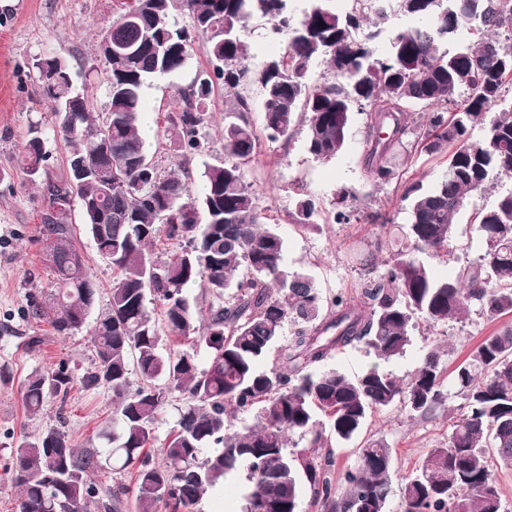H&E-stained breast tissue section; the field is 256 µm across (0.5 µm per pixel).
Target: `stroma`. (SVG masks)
Masks as SVG:
<instances>
[{
    "instance_id": "35a3bbf8",
    "label": "stroma",
    "mask_w": 512,
    "mask_h": 512,
    "mask_svg": "<svg viewBox=\"0 0 512 512\" xmlns=\"http://www.w3.org/2000/svg\"><path fill=\"white\" fill-rule=\"evenodd\" d=\"M121 0H0V512H15L17 490L11 480V450L25 436L38 435L56 422V401H48L36 415L27 414L23 384L35 371L68 360L75 374L92 363L90 336L93 323L71 337H62L48 322L28 317L30 301L48 302L54 287L46 259V244L39 225L44 202L40 176L30 175L24 164V146L31 124H39L51 154L54 175L63 174L65 148L54 132L55 118L49 102L35 94L32 64L36 58L58 56L69 60L77 84L83 85L95 111H104L107 90L101 80L105 64L100 55L101 31L108 27ZM207 44L196 39L191 67L180 75L156 80L144 89L148 105L143 115V131L150 154L161 173L172 165L169 151L159 148L156 133L167 113L178 107L174 89L186 85L194 69L208 67ZM235 105L234 97L216 91L208 103L210 124L207 144L192 162L193 170L224 158V118ZM366 115H354L344 152L335 160H314L304 146L303 134L275 143L262 142L247 170V181L255 203L284 241L285 270H306L324 297L343 294L351 306L361 307V282L366 271L356 260L371 253L378 264L391 260L396 243L408 222V200L404 188L410 184L432 188L443 176L446 161L441 154H408L396 149L392 162L400 180L377 184L367 167ZM342 187L351 189L355 215L350 223L333 221L330 201ZM512 190V175L501 176L485 190L475 193L454 217L456 237L446 255L419 254L439 277L475 262L483 252V242L473 222L476 208L492 204L499 193ZM313 198L319 213L312 226H298L295 204L302 196ZM76 245L84 254L99 293L96 311L106 309L113 282L112 267L102 257L92 238L81 229L80 212H73ZM499 324L470 312L461 321L436 327L419 323L405 354L387 363L386 368L401 380H409L431 350L454 348L463 358ZM112 396L102 390L74 385L67 406L66 431L78 448H104L102 430L112 417ZM451 413L440 407L421 416L397 403L373 413L356 439L341 443L326 436L320 455H332V489L343 494L345 472L354 467L362 442L381 440L393 451L391 495L388 512H400L403 479L431 448L447 441Z\"/></svg>"
}]
</instances>
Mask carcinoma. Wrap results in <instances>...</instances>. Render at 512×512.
Returning <instances> with one entry per match:
<instances>
[{"mask_svg":"<svg viewBox=\"0 0 512 512\" xmlns=\"http://www.w3.org/2000/svg\"><path fill=\"white\" fill-rule=\"evenodd\" d=\"M290 0H127L101 35L112 45L104 58L108 105L95 113L74 86L72 66L47 57L33 63L35 81L51 103L56 133L67 145L66 171L55 177L40 128L30 127L28 171L41 173L46 209L40 235L55 276L53 330L72 336L95 307L96 283L75 245L70 205L79 203L85 231L115 273L107 309L96 317L90 340L94 363L81 376L69 364L30 374L24 384L27 411L36 415L54 398L67 405L75 383L112 393V438L101 453L76 448L65 421L13 448L11 479L18 512H112L121 496L138 512H199L202 500L227 481L244 476L240 512H302L308 487L331 512H387L392 450L383 441L359 449L346 471L347 489L332 496L327 476L333 459L308 448L288 451L287 435L328 432L350 441L368 415L402 402L428 414L459 398L448 441L429 451L404 478L401 512H503L495 471L512 469V326L485 337L445 373L442 354L429 351L405 383L374 365L356 377L318 367L333 350L354 343L384 361L406 352L416 320L438 326L477 309L490 321L512 312V190L476 213L484 252L454 275L437 278L416 251H448L452 219L477 191L512 173V104L497 116L512 83V0H307L296 15ZM410 23L388 31L385 58L374 40L392 4ZM189 15L193 30L178 25ZM262 20L283 38L277 58L254 61L241 32ZM206 39L211 68L177 87L180 107L165 116L159 143L177 170L159 173L142 135L143 89L153 79L184 71L194 53L191 33ZM476 41L448 49L462 34ZM327 66L328 78L312 67ZM257 83L263 92V134L272 143L304 132L307 152L331 161L346 148L354 109L366 111L370 173L378 183L399 180L392 149L413 148L446 156L447 170L429 190L412 184L406 245L363 290L369 312L330 299L304 272L282 269L280 235L264 226L246 182L260 148L240 90ZM236 105L224 123V161L200 172L203 190L188 194L186 164L204 148L210 122L206 101L215 89ZM431 109L413 123L410 107ZM92 166L77 179L72 163ZM112 172L107 181L99 169ZM343 187L334 198V221L348 224ZM319 213L300 199V224ZM180 242L165 261L153 257L162 240ZM199 283L211 298L205 321L185 292ZM163 308L157 323L149 305ZM295 326L283 342L285 324ZM173 340L208 348L201 362ZM275 362L267 365L270 356ZM181 401L162 452L167 464H151L155 424L163 408ZM239 414L254 422L232 425ZM135 470L131 485H102Z\"/></svg>","mask_w":512,"mask_h":512,"instance_id":"1","label":"carcinoma"}]
</instances>
